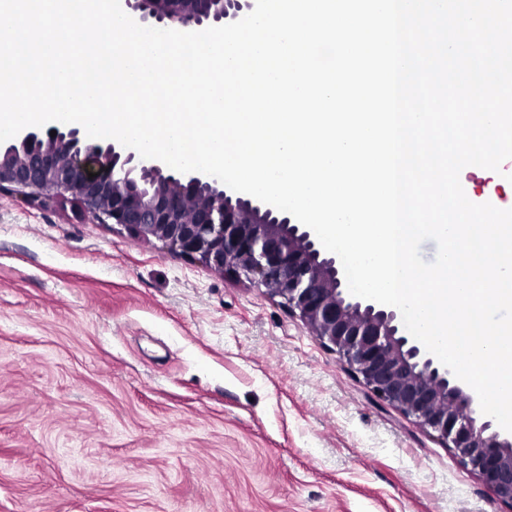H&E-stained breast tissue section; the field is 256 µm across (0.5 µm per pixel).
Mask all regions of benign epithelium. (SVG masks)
<instances>
[{"mask_svg": "<svg viewBox=\"0 0 512 512\" xmlns=\"http://www.w3.org/2000/svg\"><path fill=\"white\" fill-rule=\"evenodd\" d=\"M138 24L183 32L238 21L256 0H123ZM56 136H51V131ZM94 173L96 177L89 178ZM76 200L99 224L265 290L297 316L382 403L436 433L512 506V432L481 416L471 390L400 329L399 313L352 295L343 267L294 217L201 173L145 159L114 139L57 122L0 143V191Z\"/></svg>", "mask_w": 512, "mask_h": 512, "instance_id": "1", "label": "benign epithelium"}]
</instances>
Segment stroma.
<instances>
[{
	"label": "stroma",
	"instance_id": "1",
	"mask_svg": "<svg viewBox=\"0 0 512 512\" xmlns=\"http://www.w3.org/2000/svg\"><path fill=\"white\" fill-rule=\"evenodd\" d=\"M0 512L512 507L263 290L2 191Z\"/></svg>",
	"mask_w": 512,
	"mask_h": 512
}]
</instances>
